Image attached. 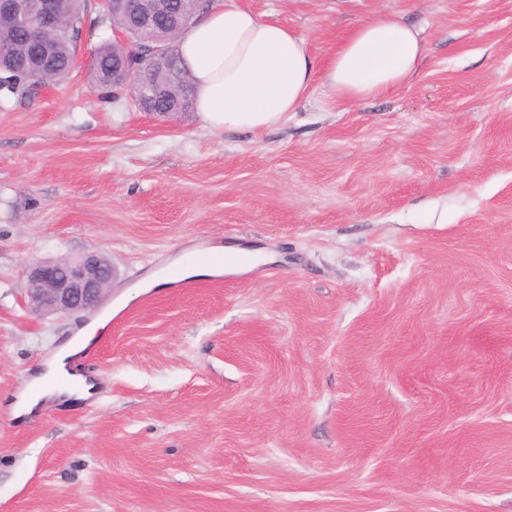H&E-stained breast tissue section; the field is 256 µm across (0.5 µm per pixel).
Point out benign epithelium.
Wrapping results in <instances>:
<instances>
[{
	"label": "benign epithelium",
	"instance_id": "obj_1",
	"mask_svg": "<svg viewBox=\"0 0 512 512\" xmlns=\"http://www.w3.org/2000/svg\"><path fill=\"white\" fill-rule=\"evenodd\" d=\"M131 26L142 32L158 27V19L167 21L166 28L180 29L184 10L180 0H165L161 11H148L141 7L129 12ZM19 25L27 29L30 41L48 46L49 38L65 26V19L56 7V0H0V29L7 31ZM112 56L120 65L112 68V79L120 81V89L129 92L142 105L165 97V89L152 82L136 79L130 64L133 54L166 55L169 43L137 47L126 31L116 32L112 41ZM26 296L33 311L73 315L91 313L105 301L112 282V263L102 253L90 250L61 263L54 259H35L25 267Z\"/></svg>",
	"mask_w": 512,
	"mask_h": 512
}]
</instances>
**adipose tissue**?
I'll use <instances>...</instances> for the list:
<instances>
[{"instance_id": "1", "label": "adipose tissue", "mask_w": 512, "mask_h": 512, "mask_svg": "<svg viewBox=\"0 0 512 512\" xmlns=\"http://www.w3.org/2000/svg\"><path fill=\"white\" fill-rule=\"evenodd\" d=\"M177 45L193 78L195 110L214 130L277 125L318 86L339 101L387 95L416 76L425 52L415 27L379 13L356 24L319 59L298 31L262 20L236 0H210L205 13L179 34ZM108 324V317H101L41 361L11 402L12 417L36 414L50 400L88 399L91 384L70 373L69 365Z\"/></svg>"}]
</instances>
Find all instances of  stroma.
I'll return each instance as SVG.
<instances>
[{
	"mask_svg": "<svg viewBox=\"0 0 512 512\" xmlns=\"http://www.w3.org/2000/svg\"><path fill=\"white\" fill-rule=\"evenodd\" d=\"M324 56L420 28L390 94L317 90L261 132L68 80L0 91V512H512V0H239ZM266 261L136 293L216 245ZM113 264L104 387L8 403L92 316L27 305L33 259Z\"/></svg>",
	"mask_w": 512,
	"mask_h": 512,
	"instance_id": "35a3bbf8",
	"label": "stroma"
}]
</instances>
